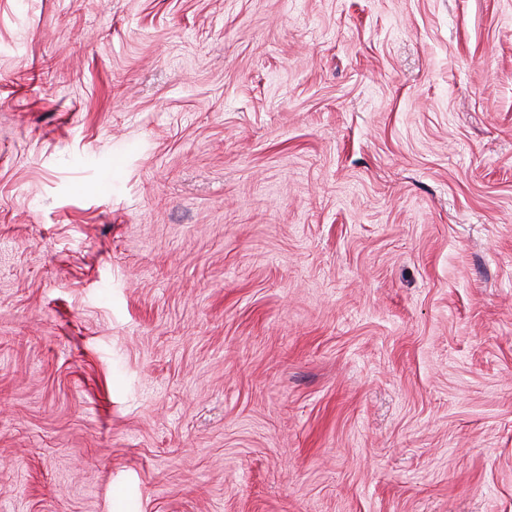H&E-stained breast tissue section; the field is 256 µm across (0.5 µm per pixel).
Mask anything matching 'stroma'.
<instances>
[{
    "instance_id": "1",
    "label": "stroma",
    "mask_w": 512,
    "mask_h": 512,
    "mask_svg": "<svg viewBox=\"0 0 512 512\" xmlns=\"http://www.w3.org/2000/svg\"><path fill=\"white\" fill-rule=\"evenodd\" d=\"M0 512H512V0H0Z\"/></svg>"
}]
</instances>
